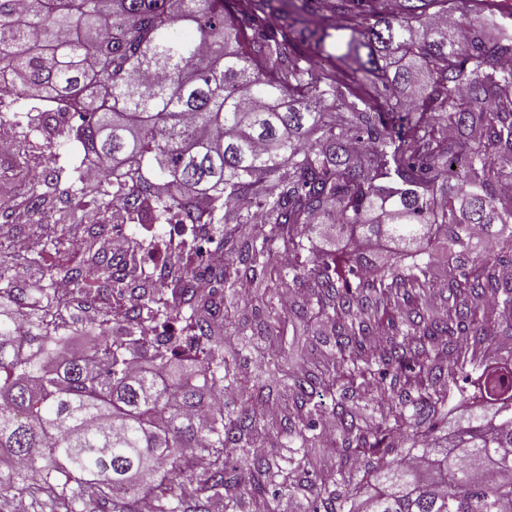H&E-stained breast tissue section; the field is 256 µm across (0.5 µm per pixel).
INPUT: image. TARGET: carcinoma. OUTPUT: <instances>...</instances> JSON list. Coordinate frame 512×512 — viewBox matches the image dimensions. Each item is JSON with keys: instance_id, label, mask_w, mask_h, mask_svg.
<instances>
[{"instance_id": "1", "label": "carcinoma", "mask_w": 512, "mask_h": 512, "mask_svg": "<svg viewBox=\"0 0 512 512\" xmlns=\"http://www.w3.org/2000/svg\"><path fill=\"white\" fill-rule=\"evenodd\" d=\"M287 2L0 0V74L73 107L65 128L41 109L13 128L15 166L39 130L42 150L73 137L112 160L95 189L53 167L30 185L37 280L0 258L1 493L46 512H512V12ZM336 15L352 25L335 56ZM133 218L189 224L224 259L148 271L106 246ZM73 228L79 260L47 263ZM104 293L122 330L68 353ZM145 324L180 334L150 345ZM470 397L492 412L438 436Z\"/></svg>"}]
</instances>
